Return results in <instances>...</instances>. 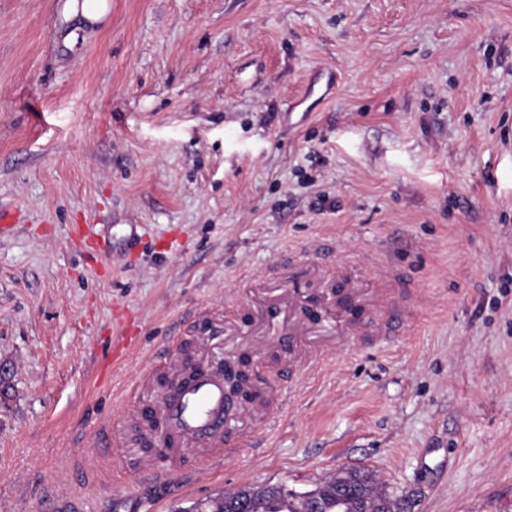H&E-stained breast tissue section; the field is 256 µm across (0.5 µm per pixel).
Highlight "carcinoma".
Listing matches in <instances>:
<instances>
[{"label":"carcinoma","mask_w":512,"mask_h":512,"mask_svg":"<svg viewBox=\"0 0 512 512\" xmlns=\"http://www.w3.org/2000/svg\"><path fill=\"white\" fill-rule=\"evenodd\" d=\"M320 498L321 512H404L400 497L378 485L367 470L353 469L336 475L314 490ZM244 500L252 510L262 512H300L298 499L281 486L243 487L234 492L195 502L186 512H224V503Z\"/></svg>","instance_id":"cac0c4a2"}]
</instances>
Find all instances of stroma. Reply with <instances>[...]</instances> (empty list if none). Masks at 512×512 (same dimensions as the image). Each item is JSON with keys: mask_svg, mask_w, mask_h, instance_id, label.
Here are the masks:
<instances>
[{"mask_svg": "<svg viewBox=\"0 0 512 512\" xmlns=\"http://www.w3.org/2000/svg\"><path fill=\"white\" fill-rule=\"evenodd\" d=\"M65 2L0 0V512L343 466L416 512H512V0H109L94 28ZM242 354L244 445L148 477L162 381Z\"/></svg>", "mask_w": 512, "mask_h": 512, "instance_id": "obj_1", "label": "stroma"}]
</instances>
